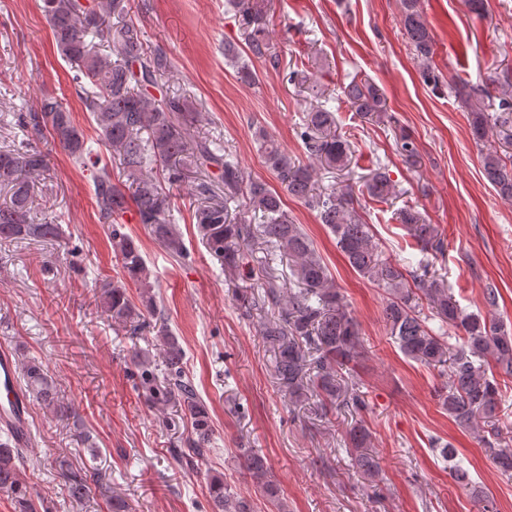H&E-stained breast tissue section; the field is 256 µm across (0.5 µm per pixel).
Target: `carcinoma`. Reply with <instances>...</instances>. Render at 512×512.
I'll use <instances>...</instances> for the list:
<instances>
[{
	"label": "carcinoma",
	"instance_id": "cac0c4a2",
	"mask_svg": "<svg viewBox=\"0 0 512 512\" xmlns=\"http://www.w3.org/2000/svg\"><path fill=\"white\" fill-rule=\"evenodd\" d=\"M229 2L252 57L264 61L273 58L270 18L260 0ZM41 9L57 50L75 70L72 81L104 146L119 161L134 190L128 193L112 182V171L93 151L70 108L56 97L45 96L29 111L17 113L29 143L20 149L0 150V187L9 192V200L0 204V242L56 241L61 237V225L38 218L32 207L34 186L49 168L42 143H52L90 172L99 216L109 225L125 277L139 285L136 304L125 283L104 282L97 292L98 306L133 335L145 328L156 332L165 362L164 376H154L152 360L143 353L135 354L133 363L141 371L147 400L154 406L175 402L190 421L191 435L178 460L191 463L203 458L209 448L210 415L185 374V351L157 305L140 247L123 232V224L124 215L134 212L138 223L145 225L167 251L185 256L181 233L171 215V195L163 190L161 181L180 185L188 173L215 167L224 184V198H216L211 180L198 178L191 189L197 202L195 224L203 244L225 269L244 272L247 278L261 283V294H242L239 300L247 311L260 303L273 310L260 335L275 348L274 373L279 388L296 406L316 398L317 412L324 417L345 406L364 409L366 403L356 382L357 366L364 356L361 328L329 268L301 225L284 209L279 191L260 178L245 175L231 154L223 152L214 140L191 136L190 127L199 121V113L186 96L163 89L162 77L170 71L171 62L163 49L145 47L140 28L124 20L126 0H99L96 4L89 0H42ZM401 16L424 80L439 88L440 77L432 68L433 37L420 0H401ZM151 89L159 90V96L150 94ZM343 96L369 121L387 112L384 96L368 81L351 80L344 86ZM471 114V130L477 141L496 134L512 144V84L502 89L495 115H489L479 104ZM335 125L334 113L323 106L303 116L300 138L311 159L309 164L289 154L266 130L256 129L265 167L288 195L318 212L350 267L387 291L383 319L390 338L405 357L438 370L445 378L440 400L448 416L474 435L492 464L512 473V448L502 445L500 430L501 382L512 379V335L496 315L497 289L484 291L486 313H469L428 263L420 260L410 270L383 257L372 225L355 208L350 183L352 150L348 141L336 134ZM318 166L330 173L339 172L343 181L316 191ZM482 168L497 194L512 200V165L503 155L495 148L488 149L482 154ZM364 187L376 201L388 200L395 190L383 169L372 172ZM397 220L420 252L444 251L436 226L427 223L419 211L407 207L398 213ZM258 235L272 252L288 258V279L273 275L268 263L250 264L245 247ZM434 319L447 330H432L428 321ZM452 337L454 344L449 342ZM21 378L25 393L33 400L59 418L71 416L72 407L42 362L33 358L22 363ZM0 431L4 434L0 441V492L12 497L18 512H39L22 477L25 449L16 444L8 428ZM371 438L363 424L348 433L352 465L373 483L381 466L371 450ZM239 457L263 496L278 512H287L280 487L268 477L264 456L244 447L239 449ZM442 457L451 463L454 479L469 483L468 472L455 461L451 446L442 448ZM54 466L68 496L75 501L89 497L92 485L100 480L98 469L87 463L76 465L62 456L55 459ZM209 494L213 512H253L249 500L227 491L220 478L211 481Z\"/></svg>",
	"mask_w": 512,
	"mask_h": 512
}]
</instances>
